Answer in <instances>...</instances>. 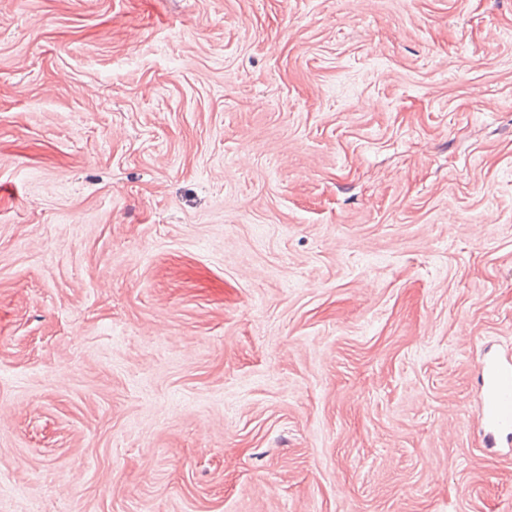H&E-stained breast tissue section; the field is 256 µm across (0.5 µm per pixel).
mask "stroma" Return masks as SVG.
<instances>
[{"label": "stroma", "mask_w": 512, "mask_h": 512, "mask_svg": "<svg viewBox=\"0 0 512 512\" xmlns=\"http://www.w3.org/2000/svg\"><path fill=\"white\" fill-rule=\"evenodd\" d=\"M512 0H0V512H512ZM479 419L490 438L512 432V361L485 357L475 366Z\"/></svg>", "instance_id": "stroma-1"}]
</instances>
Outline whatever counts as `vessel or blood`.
I'll list each match as a JSON object with an SVG mask.
<instances>
[{
	"instance_id": "b4317fda",
	"label": "vessel or blood",
	"mask_w": 512,
	"mask_h": 512,
	"mask_svg": "<svg viewBox=\"0 0 512 512\" xmlns=\"http://www.w3.org/2000/svg\"><path fill=\"white\" fill-rule=\"evenodd\" d=\"M475 373L482 427L491 437L512 432V361L486 357L478 362Z\"/></svg>"
}]
</instances>
